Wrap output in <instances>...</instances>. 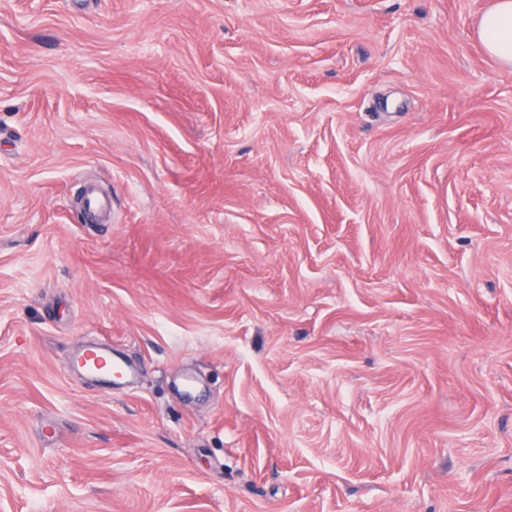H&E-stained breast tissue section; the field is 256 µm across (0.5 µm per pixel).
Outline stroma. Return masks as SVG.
<instances>
[{
  "label": "stroma",
  "mask_w": 512,
  "mask_h": 512,
  "mask_svg": "<svg viewBox=\"0 0 512 512\" xmlns=\"http://www.w3.org/2000/svg\"><path fill=\"white\" fill-rule=\"evenodd\" d=\"M492 2L0 0V512H512ZM79 357H83L86 364L87 361L93 360L99 368H104L111 376L112 370L117 378L123 379L126 376L125 364L116 358H112V352L109 350L88 346L80 353Z\"/></svg>",
  "instance_id": "stroma-1"
}]
</instances>
